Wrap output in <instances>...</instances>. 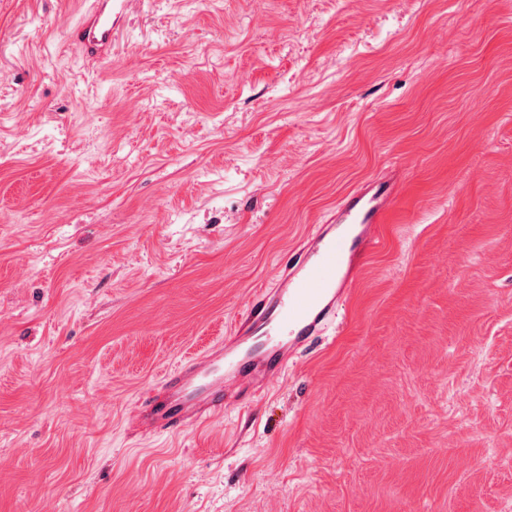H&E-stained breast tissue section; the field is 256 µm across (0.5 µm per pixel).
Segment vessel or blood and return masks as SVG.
I'll return each mask as SVG.
<instances>
[{
  "label": "vessel or blood",
  "mask_w": 512,
  "mask_h": 512,
  "mask_svg": "<svg viewBox=\"0 0 512 512\" xmlns=\"http://www.w3.org/2000/svg\"><path fill=\"white\" fill-rule=\"evenodd\" d=\"M112 0H93L72 30L90 49L112 44ZM392 181L348 192L307 236L273 283L258 290L224 341L167 371L135 418L143 434L177 433L220 416L232 396H252L342 309L356 265L379 244Z\"/></svg>",
  "instance_id": "obj_1"
}]
</instances>
